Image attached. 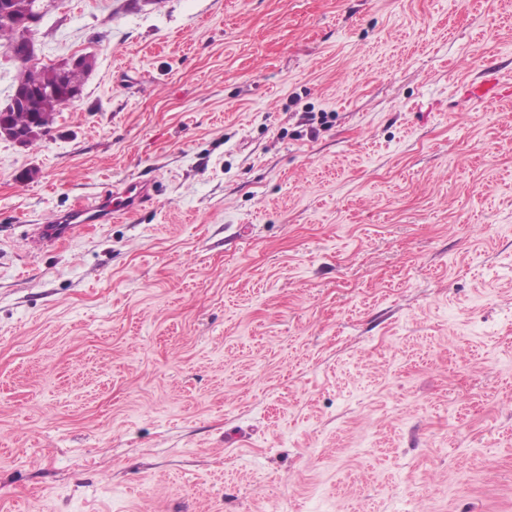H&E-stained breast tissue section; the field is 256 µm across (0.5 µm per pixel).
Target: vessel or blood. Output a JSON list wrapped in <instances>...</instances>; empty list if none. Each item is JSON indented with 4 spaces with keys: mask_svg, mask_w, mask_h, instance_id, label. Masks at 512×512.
<instances>
[{
    "mask_svg": "<svg viewBox=\"0 0 512 512\" xmlns=\"http://www.w3.org/2000/svg\"><path fill=\"white\" fill-rule=\"evenodd\" d=\"M504 94V88L495 75H488L469 89V95L477 102L495 101ZM151 182L140 178H129L115 187L111 193L101 195L94 201L73 207L68 213L56 217L49 224L35 225L30 241L35 248H44L58 240L70 237L84 224H105L119 214L135 212L151 200Z\"/></svg>",
    "mask_w": 512,
    "mask_h": 512,
    "instance_id": "1",
    "label": "vessel or blood"
}]
</instances>
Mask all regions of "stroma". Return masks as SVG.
I'll return each instance as SVG.
<instances>
[{
  "label": "stroma",
  "mask_w": 512,
  "mask_h": 512,
  "mask_svg": "<svg viewBox=\"0 0 512 512\" xmlns=\"http://www.w3.org/2000/svg\"><path fill=\"white\" fill-rule=\"evenodd\" d=\"M34 39L96 64L0 140V512H512V98L465 95L512 0H51ZM153 196V185L147 180L129 178L92 202L79 204L68 213L57 216L51 224L35 225L30 241L39 249L70 237L81 224H106L117 214L135 212Z\"/></svg>",
  "instance_id": "1"
}]
</instances>
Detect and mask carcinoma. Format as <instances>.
<instances>
[{"instance_id":"1","label":"carcinoma","mask_w":512,"mask_h":512,"mask_svg":"<svg viewBox=\"0 0 512 512\" xmlns=\"http://www.w3.org/2000/svg\"><path fill=\"white\" fill-rule=\"evenodd\" d=\"M94 64V58L88 55L79 69L66 73H55L41 62L17 67L13 85L29 86L35 94L34 106L22 108L9 102L0 108V122L4 120L10 128L30 134L28 146L47 136L59 106L68 98L80 97Z\"/></svg>"}]
</instances>
